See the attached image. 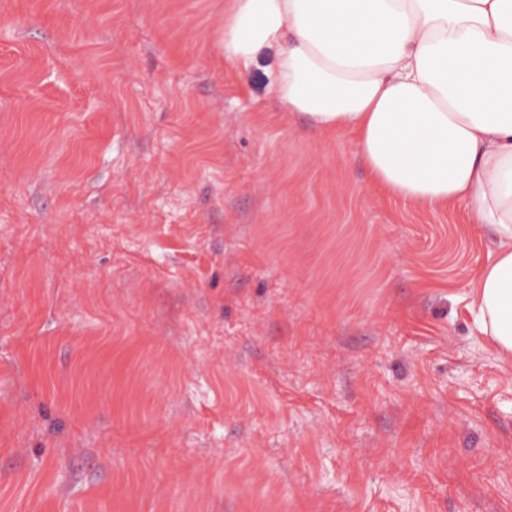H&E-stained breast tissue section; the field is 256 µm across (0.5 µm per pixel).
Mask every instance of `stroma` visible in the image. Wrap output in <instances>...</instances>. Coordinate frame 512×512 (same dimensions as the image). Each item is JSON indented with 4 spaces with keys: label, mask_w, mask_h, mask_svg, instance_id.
Segmentation results:
<instances>
[{
    "label": "stroma",
    "mask_w": 512,
    "mask_h": 512,
    "mask_svg": "<svg viewBox=\"0 0 512 512\" xmlns=\"http://www.w3.org/2000/svg\"><path fill=\"white\" fill-rule=\"evenodd\" d=\"M223 32L224 0H0V512H512L481 231Z\"/></svg>",
    "instance_id": "35a3bbf8"
}]
</instances>
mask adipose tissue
Returning a JSON list of instances; mask_svg holds the SVG:
<instances>
[{
	"label": "adipose tissue",
	"mask_w": 512,
	"mask_h": 512,
	"mask_svg": "<svg viewBox=\"0 0 512 512\" xmlns=\"http://www.w3.org/2000/svg\"><path fill=\"white\" fill-rule=\"evenodd\" d=\"M225 59L320 131H351L392 198L466 203L490 237L475 322L512 356V0H224Z\"/></svg>",
	"instance_id": "ef3b65f1"
}]
</instances>
